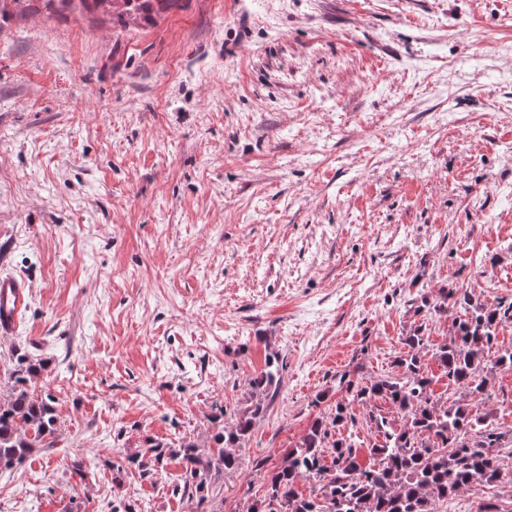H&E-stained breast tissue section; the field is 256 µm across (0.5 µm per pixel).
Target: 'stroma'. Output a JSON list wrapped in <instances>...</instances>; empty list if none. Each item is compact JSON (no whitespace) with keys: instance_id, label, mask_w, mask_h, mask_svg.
Returning a JSON list of instances; mask_svg holds the SVG:
<instances>
[{"instance_id":"obj_1","label":"stroma","mask_w":512,"mask_h":512,"mask_svg":"<svg viewBox=\"0 0 512 512\" xmlns=\"http://www.w3.org/2000/svg\"><path fill=\"white\" fill-rule=\"evenodd\" d=\"M512 0H173L130 19L0 0V333L46 360L60 438L0 472V512H244L344 390L396 375L441 289L512 301ZM285 368L205 505L147 440L209 442ZM487 407L512 432V369ZM83 459L74 472V459ZM512 512V484L437 512ZM31 295L30 287L11 275H0V332H11L19 323Z\"/></svg>"}]
</instances>
